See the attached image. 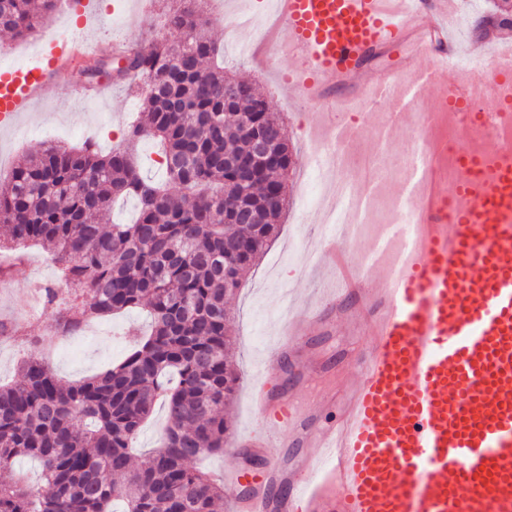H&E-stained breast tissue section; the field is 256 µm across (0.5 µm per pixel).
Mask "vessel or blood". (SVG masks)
I'll use <instances>...</instances> for the list:
<instances>
[{
    "instance_id": "vessel-or-blood-1",
    "label": "vessel or blood",
    "mask_w": 512,
    "mask_h": 512,
    "mask_svg": "<svg viewBox=\"0 0 512 512\" xmlns=\"http://www.w3.org/2000/svg\"><path fill=\"white\" fill-rule=\"evenodd\" d=\"M278 20L271 54L295 53L290 86L318 99L327 84L359 76L363 56L417 38L433 59L408 76L379 73L370 86L394 93L404 81L430 93L418 123L438 142L448 127L469 137L483 115L480 98L500 101L512 88V41L480 81L456 76L460 49L451 34L454 0H272ZM75 38L50 44L37 65L0 66V123H9L49 90L62 64L98 53ZM414 224H392L365 262L321 236L315 248L334 275L307 301L306 322L323 323L353 301L366 352L335 421L297 422L272 402L274 360L256 372L255 401L264 428L256 441L303 444L290 474L276 460L263 472L224 474L237 486L267 481L277 499L258 494L246 512H512V154L461 151L414 168L404 185ZM456 196V214L448 212Z\"/></svg>"
}]
</instances>
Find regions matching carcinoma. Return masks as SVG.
I'll return each mask as SVG.
<instances>
[{"label":"carcinoma","mask_w":512,"mask_h":512,"mask_svg":"<svg viewBox=\"0 0 512 512\" xmlns=\"http://www.w3.org/2000/svg\"><path fill=\"white\" fill-rule=\"evenodd\" d=\"M59 0H0V30L32 36ZM166 26L121 57L143 97L129 146L102 151L95 139L41 145L0 180V249L47 250L67 295L41 290L62 329L135 308L151 329L123 360L62 384L37 359L0 385V512H214L224 483L192 463L224 452V406L240 376L229 358L227 297L268 249L286 203L293 157L284 124L256 87L224 72L218 44L200 33L201 0H172ZM270 133L258 170L231 164ZM159 141L161 179L145 177L133 147ZM136 201L129 224L112 223L120 198ZM252 214L239 222L238 211ZM167 425L146 456L132 445L156 407ZM37 460L39 486L17 463Z\"/></svg>","instance_id":"cac0c4a2"}]
</instances>
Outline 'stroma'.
I'll use <instances>...</instances> for the list:
<instances>
[{
  "mask_svg": "<svg viewBox=\"0 0 512 512\" xmlns=\"http://www.w3.org/2000/svg\"><path fill=\"white\" fill-rule=\"evenodd\" d=\"M268 2L210 0L207 14L208 34L224 50L225 71L260 87L271 111L287 127L294 155L288 174V208L279 221L274 243L230 299L234 362L241 379L224 415L236 440L247 438L259 425L252 404L255 370L272 350L283 317L298 312L300 297L318 289L319 280L312 271L317 260L314 244L328 231L323 209L327 185L311 179L308 164L312 148L327 144L332 136L320 119L322 103L289 93L287 76L294 63L291 52L285 49L276 57L265 56L264 44L273 31L269 26H258L257 20L266 12ZM491 10V0H481L478 12L463 7L456 16V37L463 54L482 74L489 71L490 64L487 43L477 37L475 24ZM99 11L100 22L79 30L86 40L139 43L156 36L175 37L163 25L159 0H99ZM76 88V72L67 70L54 93L38 98L12 126L0 128L1 179L22 155L43 143L75 145L92 135L106 151L126 139L131 122L142 110L139 96L115 86L101 89L96 97L84 98L76 95ZM426 109L427 101L422 97L409 104L382 99L368 101L364 112L349 116L355 126L361 124L363 114H370L374 127L373 132L349 139L344 147L354 192H369L374 197L346 238L349 250L358 258L367 257L378 230L393 222L405 201L398 185L405 171L398 161L413 156L421 147L425 133L413 116ZM372 163L392 166L393 185L372 187L359 176V169ZM22 254L23 261L0 286V321L19 325L11 337H0V383L17 381L20 360L30 356L43 359L66 384L97 374L120 360L133 331L146 324L144 311L135 309L71 334L57 335L54 311L39 303L30 308L25 305L26 300H32L35 286L56 284V270L41 247H27ZM352 330V322L341 318L304 334L283 356L291 363V371H280L270 381L282 400L299 407L301 414H312L314 423L333 421L337 413L332 403L316 407L319 391L327 388L344 395L353 378L350 352L364 346L365 340L354 336Z\"/></svg>",
  "mask_w": 512,
  "mask_h": 512,
  "instance_id": "1",
  "label": "stroma"
}]
</instances>
